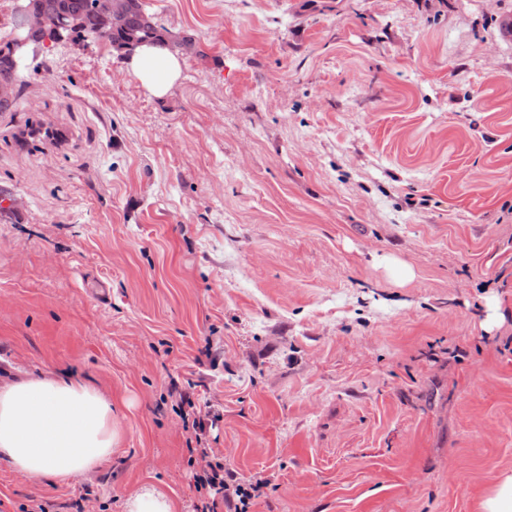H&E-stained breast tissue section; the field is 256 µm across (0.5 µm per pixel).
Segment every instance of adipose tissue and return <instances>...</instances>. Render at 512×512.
I'll use <instances>...</instances> for the list:
<instances>
[{"mask_svg":"<svg viewBox=\"0 0 512 512\" xmlns=\"http://www.w3.org/2000/svg\"><path fill=\"white\" fill-rule=\"evenodd\" d=\"M133 74L154 95L167 92L179 60L156 47L135 48ZM124 439L111 399L52 371L0 386V461L24 478L64 481L108 461Z\"/></svg>","mask_w":512,"mask_h":512,"instance_id":"ef3b65f1","label":"adipose tissue"}]
</instances>
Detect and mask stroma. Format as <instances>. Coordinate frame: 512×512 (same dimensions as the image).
<instances>
[{
	"mask_svg": "<svg viewBox=\"0 0 512 512\" xmlns=\"http://www.w3.org/2000/svg\"><path fill=\"white\" fill-rule=\"evenodd\" d=\"M144 2L165 95L68 39L0 112V385L79 377L126 430L66 483L0 462V512H195L175 383L252 512H476L512 471V0ZM124 512H180L178 502L155 486H144L124 502Z\"/></svg>",
	"mask_w": 512,
	"mask_h": 512,
	"instance_id": "35a3bbf8",
	"label": "stroma"
}]
</instances>
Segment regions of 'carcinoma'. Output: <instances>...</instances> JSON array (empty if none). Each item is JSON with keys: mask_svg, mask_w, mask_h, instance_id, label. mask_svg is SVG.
Segmentation results:
<instances>
[{"mask_svg": "<svg viewBox=\"0 0 512 512\" xmlns=\"http://www.w3.org/2000/svg\"><path fill=\"white\" fill-rule=\"evenodd\" d=\"M34 6L46 19L43 28L33 38L60 39L64 34L84 35L89 42H106L128 47L145 39L165 42L166 35L146 13L142 0H125L120 19L103 18L95 9L94 0H33ZM14 68L8 42L0 43V83L13 79Z\"/></svg>", "mask_w": 512, "mask_h": 512, "instance_id": "1", "label": "carcinoma"}]
</instances>
